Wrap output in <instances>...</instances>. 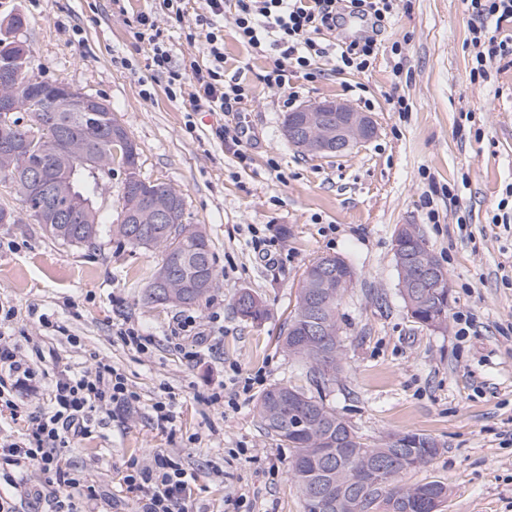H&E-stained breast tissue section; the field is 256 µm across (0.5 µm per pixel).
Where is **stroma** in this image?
<instances>
[{"label":"stroma","mask_w":512,"mask_h":512,"mask_svg":"<svg viewBox=\"0 0 512 512\" xmlns=\"http://www.w3.org/2000/svg\"><path fill=\"white\" fill-rule=\"evenodd\" d=\"M158 0H0V21L21 16L19 39L30 73L63 81L109 106L137 146L143 179L178 190L190 223L212 241L219 282L199 303L175 308L141 299L162 260L156 249L116 237L85 247L49 238L26 219L0 224V305L14 309L5 329L41 353L44 389L59 370L105 361L139 400L130 410L95 413L93 432L66 453L104 512H134L118 479L134 462L165 450L197 479L193 512H305L289 474L291 448L268 435L255 411L271 385L321 393L368 445L393 432H422L440 444L430 464L404 475L448 486L442 512H512V223L498 204L512 188V62L484 82L470 78L469 16L461 0H401L378 38L368 72L290 75V90L268 87V60L224 23L228 73H241L251 99L238 112H190L163 83L144 98L147 53L134 17ZM400 44L401 55L391 47ZM296 99H289V91ZM410 109L391 111L387 96ZM341 99L370 113L376 136L350 153H301L281 123L291 106ZM239 127L242 150L219 138ZM94 206L105 223L121 220L124 169L99 173ZM438 222H430L429 210ZM414 225L448 273L447 324L417 323L400 293L393 239ZM343 257L356 281L337 311L343 370L317 390L303 366L278 345L288 328L305 267ZM249 289L265 304L259 324L242 321L233 301ZM198 317L205 337L172 336L173 319ZM470 330L459 335L458 318ZM136 326L153 343L126 345ZM201 352L193 361L189 352ZM254 379L234 395L231 385ZM220 402H211L214 391ZM172 398L167 428L152 405Z\"/></svg>","instance_id":"1"}]
</instances>
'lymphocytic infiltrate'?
<instances>
[{
	"instance_id": "1",
	"label": "lymphocytic infiltrate",
	"mask_w": 512,
	"mask_h": 512,
	"mask_svg": "<svg viewBox=\"0 0 512 512\" xmlns=\"http://www.w3.org/2000/svg\"><path fill=\"white\" fill-rule=\"evenodd\" d=\"M462 2L471 17L470 78L484 80L495 63L512 58V35L500 34L504 23H512V0ZM397 9L398 0H199L195 24L205 39L202 62L175 60L156 14L137 15L134 37L148 47L150 80H164L169 97H177L189 83L194 87L192 111L231 112L248 99L249 90L224 77L226 11H233L236 32L251 51L271 56L265 83L284 89L289 74L316 77L323 61L335 62L341 72L368 71L377 57V35ZM40 382L36 357L0 329V413L17 416L14 392L39 390ZM137 399L110 364H98L80 375L61 371L49 392L47 411L30 418L24 439L0 440L1 453L22 469H35L40 477L36 483L19 480V487L31 495L39 494L41 486L53 487L64 497L66 512H92L95 495L86 492V477L67 464L64 452L72 440L90 436L94 412L111 404L127 407ZM195 480L194 473L157 452L145 463L132 465L124 483L136 497L138 512H188Z\"/></svg>"
}]
</instances>
